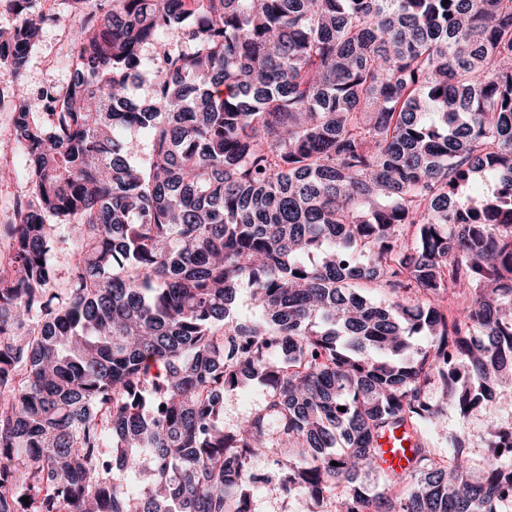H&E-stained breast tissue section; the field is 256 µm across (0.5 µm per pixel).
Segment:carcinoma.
I'll return each instance as SVG.
<instances>
[{
	"instance_id": "1",
	"label": "carcinoma",
	"mask_w": 512,
	"mask_h": 512,
	"mask_svg": "<svg viewBox=\"0 0 512 512\" xmlns=\"http://www.w3.org/2000/svg\"><path fill=\"white\" fill-rule=\"evenodd\" d=\"M10 2L17 83L47 13ZM70 66L61 109L15 107L0 512H251L257 454L334 512L512 500V463L461 443L377 464L384 432L512 383V0H110ZM252 380L265 407L224 430ZM7 156H0V165H7L12 171L10 179L0 180V224H12L15 220V210L17 202L22 199H28L30 185L27 183V169L17 164L12 165L8 162L10 157H16L23 152L20 149H14ZM7 159V160H6ZM7 161V162H6Z\"/></svg>"
}]
</instances>
